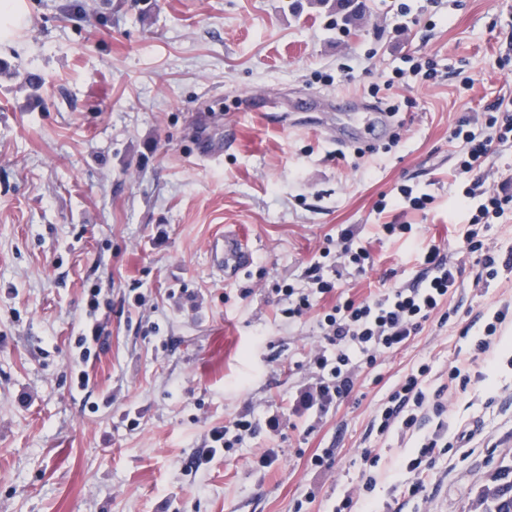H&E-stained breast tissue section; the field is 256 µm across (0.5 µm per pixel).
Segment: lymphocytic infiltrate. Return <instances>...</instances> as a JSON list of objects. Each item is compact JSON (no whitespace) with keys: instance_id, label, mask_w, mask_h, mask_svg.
I'll return each mask as SVG.
<instances>
[{"instance_id":"obj_1","label":"lymphocytic infiltrate","mask_w":512,"mask_h":512,"mask_svg":"<svg viewBox=\"0 0 512 512\" xmlns=\"http://www.w3.org/2000/svg\"><path fill=\"white\" fill-rule=\"evenodd\" d=\"M402 60V66L395 68L393 77L384 85L371 86V94H378L384 87L435 83L437 70L432 61L410 53L404 54ZM450 136L462 144L455 157V171L462 185L458 202L469 224L464 243L469 252L477 254L483 272L491 278L498 273L501 257L488 233L493 224L512 212V186L504 181L492 183L482 165L492 144L512 143V100L497 99L481 116L459 119ZM423 262L428 274L417 283L388 288L359 301L349 297L323 311L318 327L333 350L315 355L314 365L322 380L315 399H301L303 408L316 407L320 412H328L352 392L356 368L374 365L381 353L404 346L440 311L443 302L455 292L462 271L436 246L426 251ZM305 276L307 288L299 290L287 285L282 290L288 299L289 317L309 312L336 286L335 281L325 278L323 265L318 261L310 264ZM428 372V366H421L392 391L377 417L379 432H388L396 425L405 430L414 429L429 408L436 415H444L446 408L441 393L431 394L426 390ZM452 447V442L438 432L424 440L416 457L406 465L412 475L405 487L408 498H415L423 491L438 460Z\"/></svg>"}]
</instances>
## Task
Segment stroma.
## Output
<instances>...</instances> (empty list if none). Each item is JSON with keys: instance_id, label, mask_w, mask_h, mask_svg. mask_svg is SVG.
<instances>
[{"instance_id": "35a3bbf8", "label": "stroma", "mask_w": 512, "mask_h": 512, "mask_svg": "<svg viewBox=\"0 0 512 512\" xmlns=\"http://www.w3.org/2000/svg\"><path fill=\"white\" fill-rule=\"evenodd\" d=\"M8 2L29 23L0 35V512H336L348 495L351 512H468L512 461V316L466 391L447 389L448 370L512 309V266L475 287L450 131L512 97V0H410L419 21L401 37L391 0H350L358 20L341 36L312 0ZM406 52L432 59L440 81L384 92L399 143L377 132L363 153L338 147L330 130L364 119L349 99ZM206 144L224 151L205 155ZM402 183L433 203L376 213ZM393 220L412 225L413 241L379 238ZM345 229L374 264L343 275L322 306L420 279L432 245L461 268L460 286L448 320L358 368L338 407L302 413L328 343L318 310L288 319L276 289L303 287ZM227 231L253 251L233 282L207 253ZM81 336L93 355L79 388ZM423 364L463 442L407 501L406 464L437 419L384 434L372 420ZM243 415L255 435L195 467L210 431ZM325 448L334 455L320 470L311 458ZM366 448L381 456L369 490ZM269 449L274 462L260 467Z\"/></svg>"}]
</instances>
